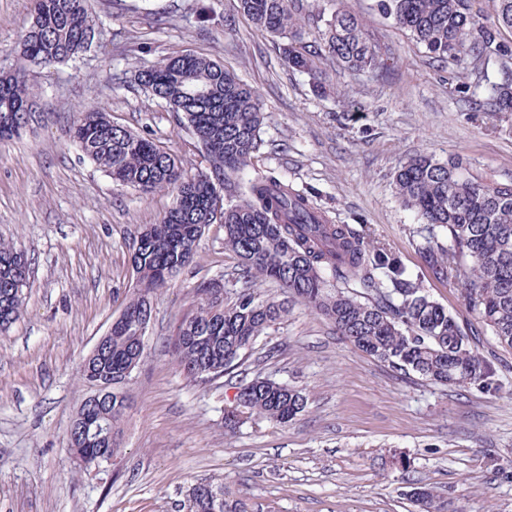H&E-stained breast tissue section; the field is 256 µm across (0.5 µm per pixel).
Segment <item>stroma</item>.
<instances>
[{
	"label": "stroma",
	"instance_id": "1",
	"mask_svg": "<svg viewBox=\"0 0 512 512\" xmlns=\"http://www.w3.org/2000/svg\"><path fill=\"white\" fill-rule=\"evenodd\" d=\"M377 3L302 0L307 14L357 16L394 59L382 76L325 62L321 94L282 64L273 38L251 26L238 0H90L92 11L112 14L105 35L80 60L31 69L44 117L22 137L0 141V242L31 261L22 316L0 335V512H175L186 487L201 480L226 482L253 512H413L410 491L425 484L466 512H512V348L432 276L417 249L418 221L392 183L419 152L458 154L475 173L512 181V112L474 110L460 91L496 73L497 63L434 61ZM158 10L169 12L165 24H157ZM31 21L28 0H0V70L17 67L13 48ZM186 51L222 61L260 90L268 118L255 170L314 188L335 223L370 225L463 329L479 330L475 347L495 365L496 389L403 377L301 304L233 374L187 381L168 342L194 285L220 277L231 291L281 293L275 282L240 279L224 228L213 224L196 263L154 302L144 362L128 387L120 458L78 468L67 448L88 394L78 367L126 302L140 227L156 223L172 198L118 186L80 159L73 113L104 106L186 168H203L194 138L171 112L133 84H116ZM258 373L304 389L305 412L285 427L259 419L225 433V402ZM393 449L410 459L408 473L391 466Z\"/></svg>",
	"mask_w": 512,
	"mask_h": 512
}]
</instances>
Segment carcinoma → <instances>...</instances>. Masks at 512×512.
I'll list each match as a JSON object with an SVG mask.
<instances>
[{
  "mask_svg": "<svg viewBox=\"0 0 512 512\" xmlns=\"http://www.w3.org/2000/svg\"><path fill=\"white\" fill-rule=\"evenodd\" d=\"M89 0H31L33 21L20 35L23 64L0 71V141L21 135L40 112L30 68L77 61L104 30ZM395 25L412 32L432 57L448 63L500 62L474 104L512 112V48L497 41L492 27L512 29V0H498L493 25L479 22L470 0H379ZM255 29L278 41L283 63L307 74L314 90L325 89L317 60L329 54L344 69L380 74L387 60L359 20L335 11L325 20L321 41L307 42L306 18L294 0H239ZM134 83L176 114L196 139L207 163L188 171L162 142L112 121L100 107L81 109L71 126L79 155L112 181L142 192H165L171 207L139 232L132 254L136 272L122 317L98 353L87 356L79 378L95 384L137 369L144 358L137 330L148 325L157 292L194 262L207 227H224V249L243 273L281 286L284 297L253 289L224 301V280L193 288L189 311L176 325L169 348L177 370L189 381L207 383L244 363L257 339L279 324L299 301L334 325L366 356L406 375L442 386L495 385L496 370L466 340L457 319L433 300L421 278L408 271L370 228L336 224L303 188L274 175L250 173L263 144L266 112L261 94L223 64L177 53L134 74ZM400 204L416 214L419 250L432 275L449 282L501 344L512 347V183L493 182L463 159L429 154L407 159L393 178ZM29 259L0 243V332L24 307ZM242 423L265 418L287 424L305 411L301 389L260 373L238 386ZM129 409L127 384L80 405L68 448L84 468L121 455L122 424ZM240 423V424H242ZM240 424H224L236 432ZM96 448L85 459V449ZM417 512L448 509L429 486L411 490ZM178 512H249L248 503L224 483L192 484Z\"/></svg>",
  "mask_w": 512,
  "mask_h": 512,
  "instance_id": "cac0c4a2",
  "label": "carcinoma"
}]
</instances>
